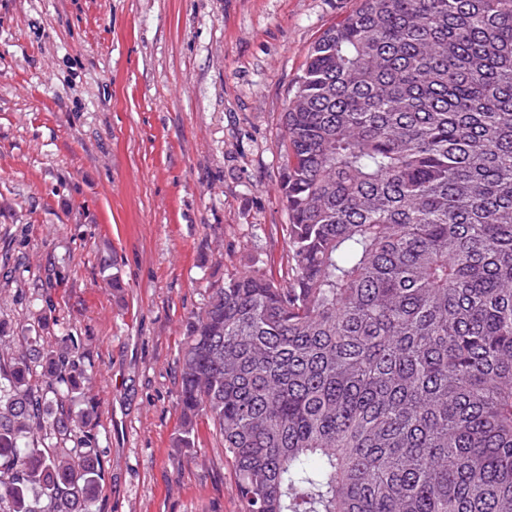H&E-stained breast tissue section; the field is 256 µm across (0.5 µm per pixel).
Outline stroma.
<instances>
[{
  "mask_svg": "<svg viewBox=\"0 0 512 512\" xmlns=\"http://www.w3.org/2000/svg\"><path fill=\"white\" fill-rule=\"evenodd\" d=\"M357 5L0 0V324L77 336L99 512H239L211 427L177 445L178 358L210 288L285 277L284 112Z\"/></svg>",
  "mask_w": 512,
  "mask_h": 512,
  "instance_id": "1",
  "label": "stroma"
}]
</instances>
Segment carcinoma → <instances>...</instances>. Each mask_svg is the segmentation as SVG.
Wrapping results in <instances>:
<instances>
[{
	"instance_id": "1",
	"label": "carcinoma",
	"mask_w": 512,
	"mask_h": 512,
	"mask_svg": "<svg viewBox=\"0 0 512 512\" xmlns=\"http://www.w3.org/2000/svg\"><path fill=\"white\" fill-rule=\"evenodd\" d=\"M285 118L287 278L211 289L178 443L239 512H512V0H358ZM0 327V512H99L79 342Z\"/></svg>"
}]
</instances>
